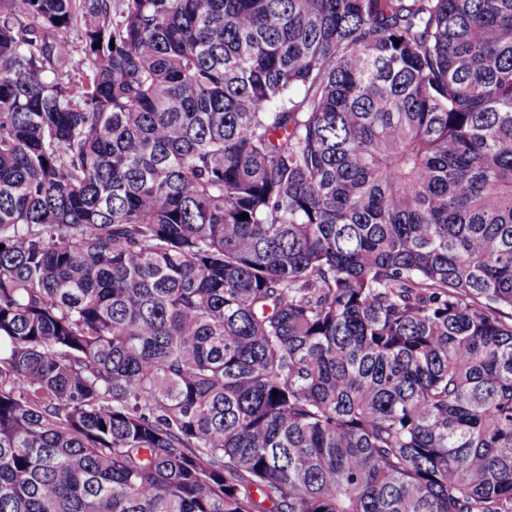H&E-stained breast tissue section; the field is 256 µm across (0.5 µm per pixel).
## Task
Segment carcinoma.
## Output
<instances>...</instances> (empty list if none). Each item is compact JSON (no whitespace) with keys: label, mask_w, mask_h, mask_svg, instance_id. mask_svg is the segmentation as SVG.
I'll return each mask as SVG.
<instances>
[{"label":"carcinoma","mask_w":512,"mask_h":512,"mask_svg":"<svg viewBox=\"0 0 512 512\" xmlns=\"http://www.w3.org/2000/svg\"><path fill=\"white\" fill-rule=\"evenodd\" d=\"M0 245V512H512V0H0Z\"/></svg>","instance_id":"obj_1"}]
</instances>
